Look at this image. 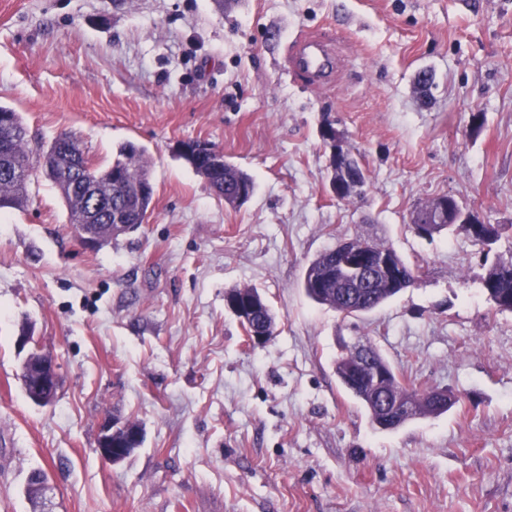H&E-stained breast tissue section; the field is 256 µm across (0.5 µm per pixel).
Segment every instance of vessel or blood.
I'll list each match as a JSON object with an SVG mask.
<instances>
[{"label":"vessel or blood","instance_id":"b4317fda","mask_svg":"<svg viewBox=\"0 0 512 512\" xmlns=\"http://www.w3.org/2000/svg\"><path fill=\"white\" fill-rule=\"evenodd\" d=\"M339 59L333 36L318 32H298L288 42L285 69L306 86L321 89L336 80Z\"/></svg>","mask_w":512,"mask_h":512}]
</instances>
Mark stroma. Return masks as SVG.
Wrapping results in <instances>:
<instances>
[{
	"instance_id": "35a3bbf8",
	"label": "stroma",
	"mask_w": 512,
	"mask_h": 512,
	"mask_svg": "<svg viewBox=\"0 0 512 512\" xmlns=\"http://www.w3.org/2000/svg\"><path fill=\"white\" fill-rule=\"evenodd\" d=\"M328 24L336 82L300 87L286 44ZM0 105L99 169L135 143L155 189L146 223L94 249L40 170L0 211V512H32L35 469L53 512H512V312L482 286L512 262V0H0ZM328 119L363 197L331 190ZM192 140L253 179L245 204L178 155ZM441 195L498 237L418 236ZM362 235L416 283L351 317L309 300V262ZM244 287L275 315L260 347L225 305ZM24 327L58 367L48 406L20 379ZM358 342L456 404L375 429L335 373ZM108 419L144 432L112 466Z\"/></svg>"
}]
</instances>
